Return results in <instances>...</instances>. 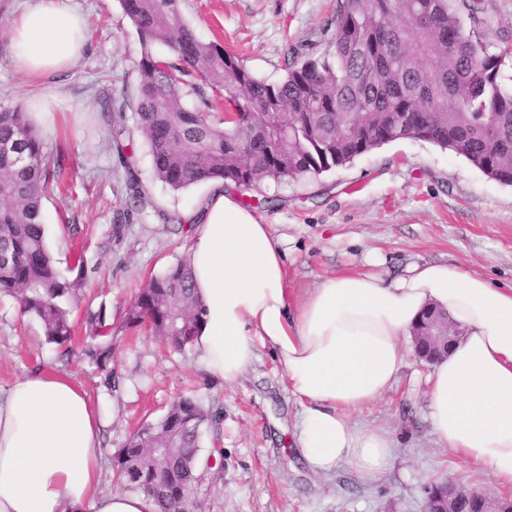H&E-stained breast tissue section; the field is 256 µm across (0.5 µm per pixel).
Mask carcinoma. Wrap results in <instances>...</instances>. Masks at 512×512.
Returning <instances> with one entry per match:
<instances>
[{
    "instance_id": "cac0c4a2",
    "label": "carcinoma",
    "mask_w": 512,
    "mask_h": 512,
    "mask_svg": "<svg viewBox=\"0 0 512 512\" xmlns=\"http://www.w3.org/2000/svg\"><path fill=\"white\" fill-rule=\"evenodd\" d=\"M141 45L136 66V128L156 179L174 191L211 181L249 189L344 166L405 138L431 141L484 175L512 184V89L501 67L512 49L491 53L466 31L458 0H336L329 52L287 63L276 83L238 56L201 41L180 0H120ZM163 44L171 56L154 48ZM193 96L196 103L186 98ZM66 159L49 162L44 138L23 104L0 106V296L38 319L65 362L75 354L71 312L81 299L84 258L61 275L47 245L43 199L61 187ZM126 189L135 208L148 201L137 173ZM191 269L179 261L153 276L130 302L127 327L144 328L176 349L192 345L201 321ZM82 353L112 377V324L101 311ZM208 413L180 396L165 424L189 423L163 458L120 448L125 486L152 497L158 512H188L200 429Z\"/></svg>"
}]
</instances>
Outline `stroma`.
<instances>
[{"label":"stroma","mask_w":512,"mask_h":512,"mask_svg":"<svg viewBox=\"0 0 512 512\" xmlns=\"http://www.w3.org/2000/svg\"><path fill=\"white\" fill-rule=\"evenodd\" d=\"M27 0H0V104L52 92L60 103L45 114L49 156L64 154L69 189L44 202L48 245L60 272L73 255L85 262L84 299L74 314L85 336L91 314L112 325L115 373H103L81 355L57 358L39 321L0 301V384L35 371H58L82 384L103 423L101 492H118L113 455L128 436L162 418L180 396L209 410L201 454L212 462L194 494L192 512H423L425 486L452 479L488 493L501 488L482 466L438 448L426 417L429 364L409 357L398 382L374 404L352 412L358 428H387L395 442L390 469L367 481L340 466L314 472L293 445L301 407L270 351L233 386L209 378L193 348L168 347L147 330L126 327L132 296L148 280L187 259L189 216L210 191L201 184L172 190L153 176L149 149L133 137L123 162L109 140L104 110L124 104L121 123L133 129L132 100L140 44L119 0H73L87 24L83 56L67 71L31 80L10 63L8 28ZM198 36L240 57L257 77L276 81L284 61L328 49L336 0H181ZM467 29L489 51L512 46V0H479ZM134 167L150 201L126 210V169ZM240 201L256 200L287 253L288 286L296 294L345 270L386 279L416 263L448 262L490 282L512 286V186L491 180L464 157L421 139L386 144L342 167L297 182H267ZM183 221L171 224L167 215Z\"/></svg>","instance_id":"obj_1"}]
</instances>
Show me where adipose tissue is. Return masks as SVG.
Returning a JSON list of instances; mask_svg holds the SVG:
<instances>
[{"mask_svg": "<svg viewBox=\"0 0 512 512\" xmlns=\"http://www.w3.org/2000/svg\"><path fill=\"white\" fill-rule=\"evenodd\" d=\"M8 35L12 65L33 77L67 69L87 41L70 0H33ZM285 257L269 225L214 184L189 247L199 368L231 386L258 347L270 349L302 408L296 442L310 467L344 464L375 480L394 441L386 430L355 428L348 414L393 387L408 357L403 337L438 307L459 337L426 379L432 435L512 488V286L426 263L392 281L334 274L294 296ZM101 433L96 406L70 375L25 374L0 386V512H156L147 496L99 492Z\"/></svg>", "mask_w": 512, "mask_h": 512, "instance_id": "1", "label": "adipose tissue"}]
</instances>
